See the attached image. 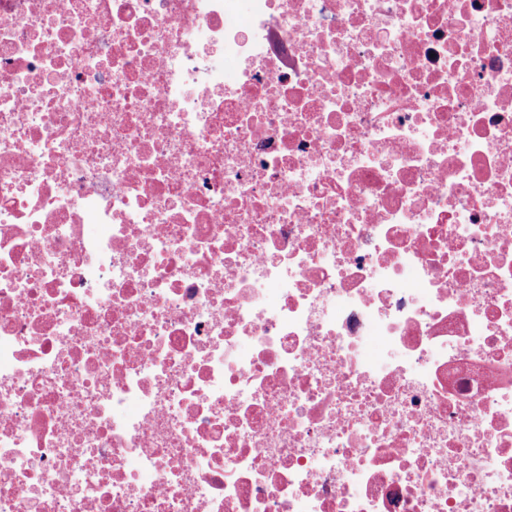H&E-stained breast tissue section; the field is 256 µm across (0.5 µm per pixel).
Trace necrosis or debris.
<instances>
[{
    "instance_id": "1",
    "label": "necrosis or debris",
    "mask_w": 512,
    "mask_h": 512,
    "mask_svg": "<svg viewBox=\"0 0 512 512\" xmlns=\"http://www.w3.org/2000/svg\"><path fill=\"white\" fill-rule=\"evenodd\" d=\"M0 512H512V0H0Z\"/></svg>"
}]
</instances>
